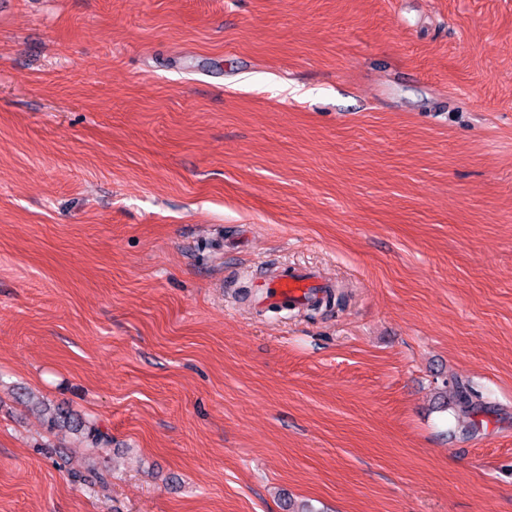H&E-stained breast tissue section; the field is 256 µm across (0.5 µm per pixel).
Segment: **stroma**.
<instances>
[{
    "label": "stroma",
    "mask_w": 512,
    "mask_h": 512,
    "mask_svg": "<svg viewBox=\"0 0 512 512\" xmlns=\"http://www.w3.org/2000/svg\"><path fill=\"white\" fill-rule=\"evenodd\" d=\"M291 500L512 512V0H0V512ZM258 297L270 306L302 305L322 296L327 288H333L311 270L285 269L279 274L264 278L257 287ZM45 419L50 430L68 426L71 430L82 433L83 438L89 442L90 448H93L96 457L107 453L109 445L112 443V439L107 433L102 432L98 428L86 427L82 421L76 420L69 411H65L60 407L53 412L47 413Z\"/></svg>",
    "instance_id": "stroma-1"
}]
</instances>
